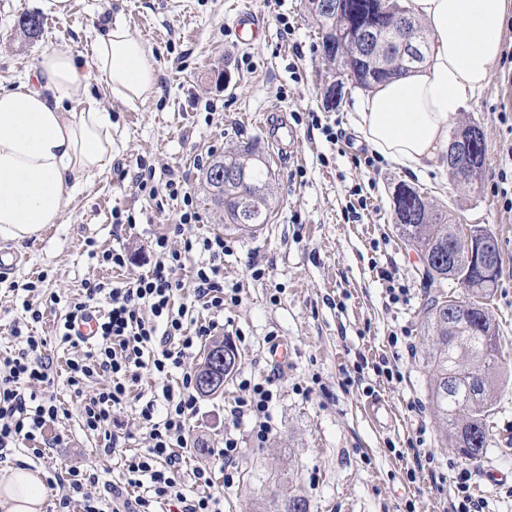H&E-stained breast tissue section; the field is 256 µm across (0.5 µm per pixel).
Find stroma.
<instances>
[{"mask_svg": "<svg viewBox=\"0 0 512 512\" xmlns=\"http://www.w3.org/2000/svg\"><path fill=\"white\" fill-rule=\"evenodd\" d=\"M42 2L0 0L1 86L32 70L44 52L89 54L94 33L119 23L149 49L157 90L130 106L108 95L92 74L90 88L112 116L111 166L38 236L0 238V247L17 255L12 269L0 272V357L16 349L10 329L22 318V301H30L43 317L29 329L46 338L51 366L50 383L35 392L67 410L44 432L62 435L61 446L39 456L15 449L0 458V470L24 466L44 480L70 469L94 473L91 495L104 499L106 512L122 506L108 490H125L123 464L102 456L103 435L83 426L66 381V362L78 351L57 339L64 309L49 296L73 299L85 281H121L152 269L156 257L144 245L167 232L183 203L163 189L151 196L132 188L127 173L143 162L185 180L200 220L185 225L182 237L223 236L229 247L220 261L224 285L238 297L225 302L217 335L232 343L240 361L222 394L199 400L182 481L197 466L214 468L224 512H253L258 500L279 502L291 492L307 497L311 512H448L454 477L466 468L476 475L486 512H512V382L498 395L490 448L473 461L460 457L445 443L428 402L432 338L421 313L428 288L394 210V192L406 184L451 209L457 223L493 234L501 273L487 312L512 355V203L501 194L512 189V64H501L453 121L478 127L485 142L483 171L463 188L444 171L414 175L382 159L371 172L356 167L354 155L367 148L355 131L361 91L346 93L339 107L327 106L333 77L304 0H69L61 14ZM238 9L259 15L263 31L256 40L234 34ZM25 13L42 15L39 37L20 32ZM270 111L296 130L284 160L272 158L270 133L260 124ZM326 125L338 132V142L326 140ZM248 143L270 156L276 188L269 222L243 230L225 223L202 171L215 156ZM119 214L134 217L135 227H116ZM112 248L125 249L127 268L101 262L100 252ZM30 281L37 288L29 293L23 286ZM392 284L407 288L405 300H391ZM282 339L290 360L271 366L268 349ZM245 379L270 383L276 395L272 433L262 444L252 439L249 419L230 416ZM375 397L395 409V427L382 428L366 414L365 403ZM231 424L243 455L228 487L211 451L223 446ZM421 446L435 459L418 471L413 451Z\"/></svg>", "mask_w": 512, "mask_h": 512, "instance_id": "stroma-1", "label": "stroma"}]
</instances>
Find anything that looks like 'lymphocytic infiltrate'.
<instances>
[{"instance_id":"obj_1","label":"lymphocytic infiltrate","mask_w":512,"mask_h":512,"mask_svg":"<svg viewBox=\"0 0 512 512\" xmlns=\"http://www.w3.org/2000/svg\"><path fill=\"white\" fill-rule=\"evenodd\" d=\"M171 195L182 196L184 210L171 234L149 240L148 247L159 259L146 274L107 284L86 281L82 293L67 305L58 327L61 341L79 344L72 331L100 297H107L108 309L100 317V332L95 343L83 355L67 362L68 383L80 404L87 430L103 433L105 455L120 454L129 474L128 484L136 495L126 498L125 512H149L152 502L176 500L179 512H222L223 499L211 493L212 471L197 467L192 471L196 493H184L178 473L183 460L181 450L188 445L187 427L198 409L195 376L182 368L184 357L193 346L212 335L219 323L215 313L224 309V272L219 258L225 251L224 238L213 235L184 240L182 248L169 245V237L180 234L183 225L195 224L199 214L187 187L175 179L165 182ZM209 255L206 263H192L195 252ZM190 270L194 296L204 310L213 314L209 320L187 322L189 308L178 302L182 284L178 271ZM21 346L13 355L0 359V457L20 445L42 437L47 424L56 422L60 409L54 401L37 400L28 395L29 387L48 382L45 364L38 355L46 346L44 338L23 334L21 327L12 330ZM181 371L177 386L168 383L174 371ZM162 382L160 400L142 403L139 416L148 431L145 450L124 453L118 435L111 432L113 412L133 401L134 388L143 374ZM98 374L107 375L108 385L93 393H85L86 380ZM243 396L231 411L234 420L251 418V433L257 442H265L271 433L269 410L273 391L263 384L243 383ZM164 415H157V407Z\"/></svg>"}]
</instances>
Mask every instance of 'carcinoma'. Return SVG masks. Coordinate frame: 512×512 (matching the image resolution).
Wrapping results in <instances>:
<instances>
[{"label":"carcinoma","instance_id":"carcinoma-1","mask_svg":"<svg viewBox=\"0 0 512 512\" xmlns=\"http://www.w3.org/2000/svg\"><path fill=\"white\" fill-rule=\"evenodd\" d=\"M308 12L321 32V43L331 40L334 53L341 58L344 80L364 89L388 79L400 77L408 69L400 65L398 47L390 39L384 41L389 66L378 68L364 47L358 33L368 29L384 30L397 15L413 17L402 0H393L385 9L383 0H308ZM19 29L28 36L41 32L43 20L34 14L23 15ZM211 199L224 210L225 220L244 228L266 224L271 215L274 181L266 160L255 147L246 144L213 160L205 172ZM402 195L404 222L400 225L407 244L420 251V259L428 280L442 284L448 279V238L453 236V215L436 208L407 185L398 187ZM481 236L490 241V259L482 271L455 284H467L459 303L470 307L467 319L456 332L448 331L449 295L439 291L427 300L424 328L435 339L428 362L432 379L429 401L433 413L454 443L458 453L475 459L490 447L489 420L493 414L494 393L502 380L508 361L499 345V333L487 314V301L497 285L500 256L493 235L484 227ZM224 351L228 359L225 375L238 365V353L223 340L211 342L208 351ZM259 512H310L309 500L290 494L279 506L265 505Z\"/></svg>","mask_w":512,"mask_h":512}]
</instances>
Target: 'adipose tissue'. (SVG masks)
Listing matches in <instances>:
<instances>
[{
	"label": "adipose tissue",
	"instance_id": "obj_1",
	"mask_svg": "<svg viewBox=\"0 0 512 512\" xmlns=\"http://www.w3.org/2000/svg\"><path fill=\"white\" fill-rule=\"evenodd\" d=\"M429 33L423 64L374 85L356 103V131L378 155L414 173L448 164V129L482 91L502 56L512 0H412ZM146 102L155 69L144 44L120 24L93 37L92 57L42 55L31 73L0 88V236L22 241L57 223L71 195L112 163V118L89 82ZM34 472L0 471V512H43Z\"/></svg>",
	"mask_w": 512,
	"mask_h": 512
}]
</instances>
